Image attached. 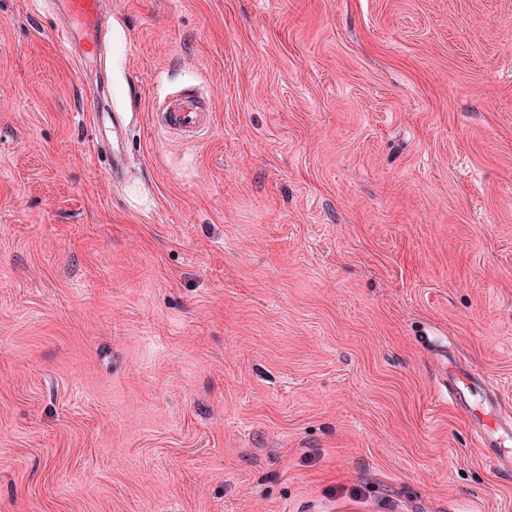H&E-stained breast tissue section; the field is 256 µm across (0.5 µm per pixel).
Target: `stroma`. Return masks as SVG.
I'll use <instances>...</instances> for the list:
<instances>
[{"instance_id": "obj_1", "label": "stroma", "mask_w": 512, "mask_h": 512, "mask_svg": "<svg viewBox=\"0 0 512 512\" xmlns=\"http://www.w3.org/2000/svg\"><path fill=\"white\" fill-rule=\"evenodd\" d=\"M108 3L0 0V512H512V0ZM62 3L68 22L55 31V37L63 49L69 51L76 48L75 24L96 35L105 27L108 15L106 0H65ZM77 51L82 58L88 54L96 56L99 51L98 37ZM198 93L173 92L156 114L154 124L162 133L178 132L186 138L200 135L210 124V112H204ZM104 119L108 115L110 123L107 124L110 130H105V135L96 139V155L104 149L108 152L109 167L108 175L114 183L120 182L125 177L128 169L129 158L124 147V122L121 113H114L111 117L109 112H97ZM105 151V152H106ZM459 385L455 379H450L448 394L454 401L467 404L474 416V431L479 443L484 447L499 448L497 459L512 457V423L507 425L499 420L492 410L476 409L472 406L477 395V387L482 391L483 404L490 403L482 379L463 376ZM476 392V394L474 393ZM479 411V413H477Z\"/></svg>"}]
</instances>
